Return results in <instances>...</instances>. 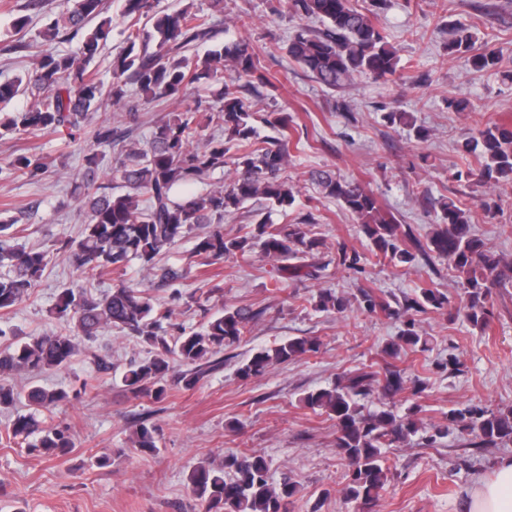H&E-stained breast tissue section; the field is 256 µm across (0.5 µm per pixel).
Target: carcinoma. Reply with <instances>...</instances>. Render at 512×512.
Wrapping results in <instances>:
<instances>
[{
    "mask_svg": "<svg viewBox=\"0 0 512 512\" xmlns=\"http://www.w3.org/2000/svg\"><path fill=\"white\" fill-rule=\"evenodd\" d=\"M71 2L66 12L49 19L38 30V37L54 40L62 28L76 35L104 9L103 0ZM289 7L295 14L323 25L319 30L301 27L288 42V55L319 85L335 90L359 76L381 80L396 74L397 51L374 19L356 9L352 0H289ZM149 9V0H124L126 17L138 20ZM154 28L158 34L154 51L148 44H140V30L128 28L126 47L112 58V79L108 83L90 70L111 34L106 22L88 32L76 49L41 55L26 75L0 77V104L7 105L27 94L33 98L25 110L0 111L1 137L65 129L75 141L90 115H97L95 146L86 148L83 155L86 221L80 239L63 243V248L86 284H92L105 271L117 276V283L99 295L92 294L88 287L62 291L55 306L61 329L0 348L1 376L64 368L84 341L102 330L116 328L149 347L150 356L131 362L123 373L127 391L156 401L164 399L176 362L186 367L177 374V383L186 389L195 387L205 373L220 366L221 360L215 355L241 342L254 313L247 306L225 307L211 314L199 331L177 329L171 323L172 309L128 286L124 276L133 261L152 269L162 251L201 226L207 231L197 234L191 257L200 258L203 265L243 255L258 244L268 258L281 263L278 271L285 278L311 275L305 264H286L320 244L307 236L302 224L273 229L262 221L246 236L224 235V215L250 199H263L283 211L295 203L293 191L280 179V171L288 164L292 116L287 112L267 113L264 122L276 128L280 137L261 145L253 113L241 96L242 79L250 86L271 84L260 67L255 46L249 38L239 37L202 58H187L192 44L213 37L211 17L189 6L158 18ZM453 32L448 50L471 51L475 37L470 26L458 23ZM472 63L479 70H493L498 56L493 50L477 53L472 55ZM226 67L235 77L224 82L218 103L206 109V123L198 120L200 106H189L156 123L144 146L126 141L112 127V107L124 105L128 123L135 124L140 102L184 97L193 87L220 80ZM130 85L136 86L140 101L131 100ZM204 125L216 127L224 136H202ZM100 146L117 149L113 169L134 193L115 194L112 187L98 182ZM466 146L481 150L484 164L476 173H457V179L465 176L481 186L512 176V130L487 124ZM229 162L235 168L229 185L182 202L171 199L174 185L197 183ZM50 165L48 157L24 151L8 160L6 170L15 178L38 182ZM313 177L327 196L341 201L357 217L375 254L401 264L414 261V254L402 246L399 226L382 216L371 191L326 171H317ZM140 191L148 195L144 205L138 196ZM15 223L10 219L0 224V268L5 269L0 273V315L31 297L50 261L45 250H28L11 243ZM441 223L444 227L430 239L432 251L448 259L458 273L467 295L466 319L485 331L492 318V288L504 281L498 272L500 260L471 233L465 211L455 203L442 205ZM360 296L359 304L369 313L389 307L369 290H361ZM447 303L446 295L422 288L408 309L417 313L429 308L438 310ZM346 306V299L329 291L319 295L315 308L342 312ZM430 344L431 338L421 335L417 320L410 317L384 353L395 359L406 350L426 352ZM319 348L315 338H290L252 353L238 368V374L242 378L256 376L274 363L301 359ZM400 384L397 370H386L381 379L377 371L366 366L338 378L332 387L309 391L301 398L305 407L336 419V446L350 467L345 498L357 504L360 512H373L388 482L384 449L409 439L419 431V425L391 409L367 411L358 398L376 387L389 396L400 389ZM18 399L19 392L0 384V410L15 408ZM25 401L28 412L16 414L9 428L8 437L14 443L24 444L29 452L38 454L65 453L73 448L67 429L45 428L40 419L44 412L69 401L66 391L32 384ZM449 420L475 434L483 445L512 441V412L467 407L452 412ZM155 433V428L140 425L132 446L142 452L155 451ZM188 487L204 512H288V500L297 491V481L285 475L275 484L263 456L231 453L220 467L203 463L195 467L189 474Z\"/></svg>",
    "mask_w": 512,
    "mask_h": 512,
    "instance_id": "1",
    "label": "carcinoma"
}]
</instances>
